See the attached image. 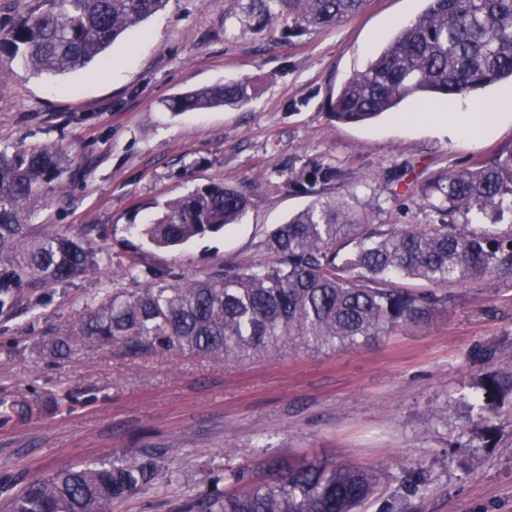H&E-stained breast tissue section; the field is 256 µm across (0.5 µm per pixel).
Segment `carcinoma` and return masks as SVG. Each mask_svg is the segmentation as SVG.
I'll return each instance as SVG.
<instances>
[{
  "label": "carcinoma",
  "mask_w": 512,
  "mask_h": 512,
  "mask_svg": "<svg viewBox=\"0 0 512 512\" xmlns=\"http://www.w3.org/2000/svg\"><path fill=\"white\" fill-rule=\"evenodd\" d=\"M167 0H48L46 9L0 35V55L36 74L64 73L103 55L124 34L160 11ZM365 0H245L253 28L275 19L289 42L312 29L333 28ZM512 80V0H427L423 13L387 40L350 76L329 103L338 122L358 123L390 112L416 93L465 96ZM251 85L232 82L172 100L175 112L237 106ZM66 157L52 147L0 153V314L20 303L21 287L66 283L97 264V253L67 233L32 234L28 206L59 178ZM397 169L392 194L421 197L428 224H373L327 186L344 181L335 167L310 159L288 170L284 187L309 204L261 239V262H228L203 279L168 282L154 273L150 288L115 293L88 309L80 324L54 340L50 353L69 357L83 340L121 342L128 354L177 349L232 361L260 354L355 348L445 308L455 286L468 280L512 281V150L492 162L448 168L424 182ZM250 204L242 191L211 184L171 199L142 234L161 248L180 245L237 223ZM472 403L446 398L436 421L473 426L482 447L493 440V417L512 408V368L479 378ZM479 422H473V417ZM273 480L245 484L222 496L206 494L187 512H361L380 474L325 461L269 464ZM153 459L65 466L28 482L9 512H106L158 478Z\"/></svg>",
  "instance_id": "cac0c4a2"
}]
</instances>
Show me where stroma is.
Returning <instances> with one entry per match:
<instances>
[{
	"label": "stroma",
	"mask_w": 512,
	"mask_h": 512,
	"mask_svg": "<svg viewBox=\"0 0 512 512\" xmlns=\"http://www.w3.org/2000/svg\"><path fill=\"white\" fill-rule=\"evenodd\" d=\"M242 0H167L107 49L113 66L36 74L0 57V151L46 145L67 156L32 204L34 231H67L100 252L72 284L27 288L0 315V512L34 477L78 461L138 460L160 451L153 485L109 512H182L208 492L269 479V460H328L381 470L367 512L406 500V512H512V412L494 421V448H452L431 418L475 378L512 366V282L467 281L446 310L356 349L217 362L180 351L132 356L90 339L66 359L44 346L68 334L86 306L115 292L205 277L225 261H260L256 243L303 209L283 186L288 166L318 159L347 177L344 193L377 224H425L418 197L392 199L399 165L418 180L512 149V82L474 98L412 97L367 123L329 117L347 78L426 8V0H367L333 29L284 41L276 22L252 33ZM249 82L240 107L176 113L171 99ZM501 116L479 137L452 128L470 100ZM438 109L439 115L426 113ZM417 113L414 121L405 120ZM222 183L251 205L223 231L159 249L134 227L167 200ZM428 491L406 498L401 478Z\"/></svg>",
	"instance_id": "obj_1"
}]
</instances>
